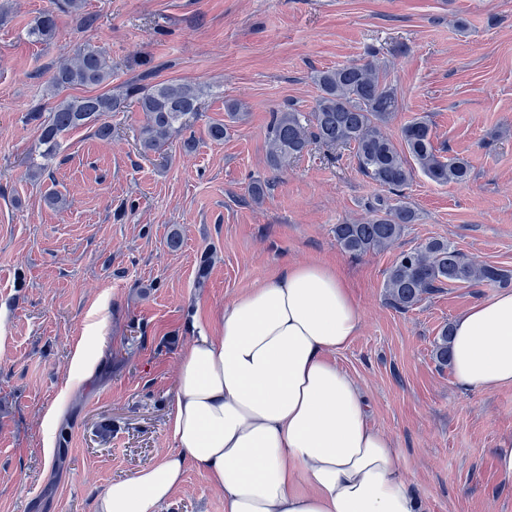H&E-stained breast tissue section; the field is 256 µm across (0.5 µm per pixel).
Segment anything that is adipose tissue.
<instances>
[{
  "instance_id": "1",
  "label": "adipose tissue",
  "mask_w": 512,
  "mask_h": 512,
  "mask_svg": "<svg viewBox=\"0 0 512 512\" xmlns=\"http://www.w3.org/2000/svg\"><path fill=\"white\" fill-rule=\"evenodd\" d=\"M190 324L169 414L174 448L112 482L97 512H158L190 464L223 492L224 512H419L400 450L331 359L362 326L335 268L285 265L217 319ZM451 363L459 388L512 385V290L455 320Z\"/></svg>"
}]
</instances>
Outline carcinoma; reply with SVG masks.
Listing matches in <instances>:
<instances>
[{
    "mask_svg": "<svg viewBox=\"0 0 512 512\" xmlns=\"http://www.w3.org/2000/svg\"><path fill=\"white\" fill-rule=\"evenodd\" d=\"M55 35L50 13L35 19L29 30V36L38 42H49ZM111 79L112 65L106 55L86 46L59 61L51 87L56 91L70 86L100 87ZM313 80L319 94L309 115L292 107L272 113L266 128L271 167L320 143L353 149L358 169L394 195L408 185L416 169L443 186L470 178V167L464 160L438 154L428 119L416 117L404 124L398 143L387 134L386 125L398 111L399 99L386 64L367 60L337 66L316 72ZM130 98L136 99L144 114L139 127L141 146L146 151L162 152L196 113L200 89L179 81L150 87L132 85L121 95L107 92L62 99L46 116L31 112L28 118L39 123L40 142L46 146L43 157L52 156L61 136L109 112L123 111ZM416 221L418 213L413 207L379 197L364 221L335 225L334 237L344 252L360 257L388 249L401 238L406 226ZM511 280L507 271L479 265L466 259L449 241L432 238L398 255L387 271L384 288L393 307L409 311L447 284L506 285ZM449 343L450 329L446 326L434 344V355L444 366L451 362Z\"/></svg>",
    "mask_w": 512,
    "mask_h": 512,
    "instance_id": "carcinoma-1",
    "label": "carcinoma"
}]
</instances>
